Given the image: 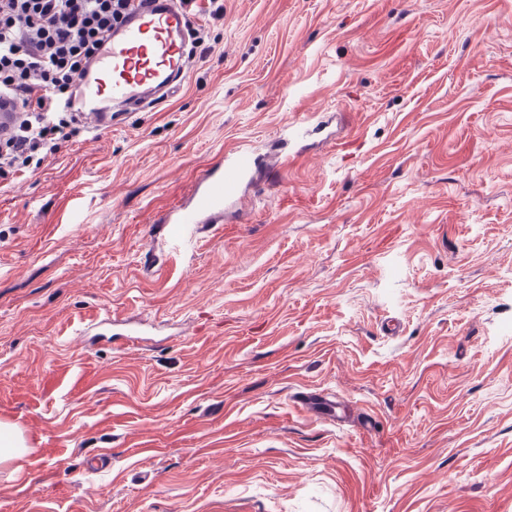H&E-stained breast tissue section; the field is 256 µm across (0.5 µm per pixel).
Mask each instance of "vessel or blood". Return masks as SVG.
Wrapping results in <instances>:
<instances>
[{
    "label": "vessel or blood",
    "mask_w": 512,
    "mask_h": 512,
    "mask_svg": "<svg viewBox=\"0 0 512 512\" xmlns=\"http://www.w3.org/2000/svg\"><path fill=\"white\" fill-rule=\"evenodd\" d=\"M194 22L180 0H143L78 79L69 108L92 118L95 128H109L131 112L171 96L189 71V35ZM264 165L274 170L280 161L274 158L264 163L248 149H225L220 161L196 177L189 200L159 215V223L171 228L166 245L174 250L193 245L203 225L222 222L225 209ZM296 401L310 415L334 421L346 417L334 396L319 391L297 393Z\"/></svg>",
    "instance_id": "b4317fda"
}]
</instances>
